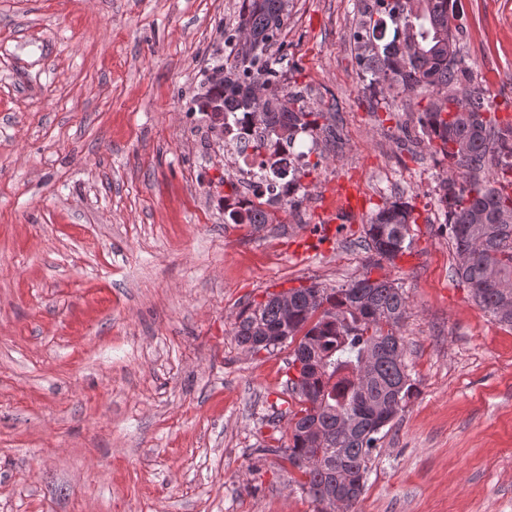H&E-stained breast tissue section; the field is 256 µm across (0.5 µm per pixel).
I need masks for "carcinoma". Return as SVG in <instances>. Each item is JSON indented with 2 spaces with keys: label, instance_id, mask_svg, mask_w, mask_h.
<instances>
[{
  "label": "carcinoma",
  "instance_id": "1",
  "mask_svg": "<svg viewBox=\"0 0 512 512\" xmlns=\"http://www.w3.org/2000/svg\"><path fill=\"white\" fill-rule=\"evenodd\" d=\"M458 0H358L351 39L368 87L384 96L394 91L424 95L429 106L419 119L422 135L448 159V176L439 184L446 203V222L458 258L456 276L474 300L499 322L512 326V125L497 126L487 116L485 91L470 84L460 46ZM285 0H241L237 27H245L258 53L237 49L238 34L228 36L224 63L212 68L198 107L211 102L224 115L242 112L291 146L300 131L335 132L319 124L323 113L305 105L304 91L281 83L282 75L266 53L283 26ZM270 91L263 113H256L252 90ZM467 101L472 123L451 117V107ZM488 171L486 180L474 179ZM233 224L259 229L270 213L231 210ZM416 223L407 202L374 211L364 225L365 241L377 266L394 261L411 245ZM407 314L402 288L365 273L342 288L316 284L288 291V308L279 295L248 307L235 323L238 342L253 351L270 350L298 340L293 360L303 364L305 379L288 380L301 403L290 418L287 448H272L305 476L301 488L317 512H329L343 482L353 486L346 509L358 502L366 486L371 452L386 424L370 418L372 408L389 404L390 419L403 411L413 394L405 348L397 330ZM321 451L319 465L300 461L309 450Z\"/></svg>",
  "mask_w": 512,
  "mask_h": 512
}]
</instances>
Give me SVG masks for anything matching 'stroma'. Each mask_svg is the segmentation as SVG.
I'll return each mask as SVG.
<instances>
[{"mask_svg":"<svg viewBox=\"0 0 512 512\" xmlns=\"http://www.w3.org/2000/svg\"><path fill=\"white\" fill-rule=\"evenodd\" d=\"M240 0H0V512H314L289 443L293 348L238 315L363 274L402 287L415 390L357 512H512V328L455 274L419 143L422 96L385 100L350 39L356 0H290L283 83L335 138L301 216L224 221L225 150L196 99ZM473 85L512 121V0H461ZM412 245L371 267L375 207Z\"/></svg>","mask_w":512,"mask_h":512,"instance_id":"obj_1","label":"stroma"}]
</instances>
